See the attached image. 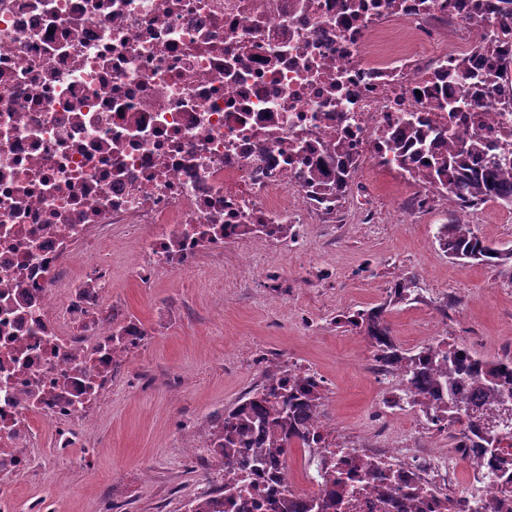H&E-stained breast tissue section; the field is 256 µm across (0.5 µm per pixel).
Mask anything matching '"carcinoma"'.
I'll return each mask as SVG.
<instances>
[{"mask_svg":"<svg viewBox=\"0 0 512 512\" xmlns=\"http://www.w3.org/2000/svg\"><path fill=\"white\" fill-rule=\"evenodd\" d=\"M507 161L484 154L483 146L471 141L425 161L426 179L448 176V195L463 202H497L512 208V174L501 168ZM438 240L448 256L474 260L480 264L507 265L512 249H500L480 237L472 224L456 217L440 228ZM417 288L416 279L407 277L394 288V302L409 300ZM389 304L354 311L345 323L361 330L378 358L393 371H400L411 385L412 403L448 392V426L463 423L464 409L475 411L480 423L466 422L468 447L483 448L491 457L498 478L512 483V453L502 445L512 432H499L489 426L499 422L506 397L512 396V359L489 360L463 347L448 346L441 352L432 346L413 354L403 349L387 319ZM323 392L307 379L276 377L269 373L258 388L244 394L224 416L216 420L214 445L224 462V483L206 491L187 504V512H224L233 505L237 493L238 470L251 464L260 469L275 462L287 448L305 440L309 416L323 415ZM266 435L267 447L250 450L241 447L248 436ZM336 508V490L318 496L304 506V512H331Z\"/></svg>","mask_w":512,"mask_h":512,"instance_id":"cac0c4a2","label":"carcinoma"}]
</instances>
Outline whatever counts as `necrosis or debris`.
<instances>
[{"instance_id":"1","label":"necrosis or debris","mask_w":512,"mask_h":512,"mask_svg":"<svg viewBox=\"0 0 512 512\" xmlns=\"http://www.w3.org/2000/svg\"><path fill=\"white\" fill-rule=\"evenodd\" d=\"M488 54L512 59V0H0V486L38 469L42 425L67 462L117 346L145 343L110 298L109 261L70 278L80 251L133 225L147 285L247 235L249 267L313 224L386 222L370 176L437 208L446 183L391 138L411 126L443 154L476 139L512 157V90L484 81ZM465 70L484 109L462 101ZM372 368L385 395L357 435L309 423L302 455L324 475L280 457L240 482V512L304 506L329 475L336 512H470L462 463L484 503L500 499L490 456L444 421L447 397L406 404Z\"/></svg>"}]
</instances>
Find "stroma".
Listing matches in <instances>:
<instances>
[{
  "mask_svg": "<svg viewBox=\"0 0 512 512\" xmlns=\"http://www.w3.org/2000/svg\"><path fill=\"white\" fill-rule=\"evenodd\" d=\"M441 222L423 211L401 227L316 232L287 257L270 252L243 270L231 245L189 270L158 269L148 288L135 276L138 252L121 245L112 299L145 325L147 344L123 360L102 411L70 451L76 464H53L55 440L45 434L41 475L17 480L11 494L26 505L52 491L59 512H106L111 503L122 512H185L197 492L223 482L212 423L255 385L265 360L313 364L331 381L328 417L357 431L378 387L363 336L335 318L388 302L407 276L418 281L415 300L391 304L387 315L403 349H420L438 323L457 346L490 360L512 357V266L449 259L435 238ZM470 222L512 249L511 211L487 203Z\"/></svg>",
  "mask_w": 512,
  "mask_h": 512,
  "instance_id": "stroma-1",
  "label": "stroma"
}]
</instances>
